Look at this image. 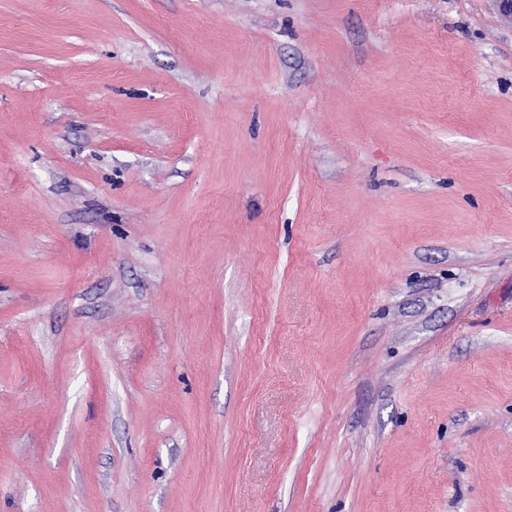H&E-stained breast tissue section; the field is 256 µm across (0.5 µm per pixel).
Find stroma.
Here are the masks:
<instances>
[{"label":"stroma","mask_w":512,"mask_h":512,"mask_svg":"<svg viewBox=\"0 0 512 512\" xmlns=\"http://www.w3.org/2000/svg\"><path fill=\"white\" fill-rule=\"evenodd\" d=\"M0 512H512L492 0H0Z\"/></svg>","instance_id":"1"}]
</instances>
